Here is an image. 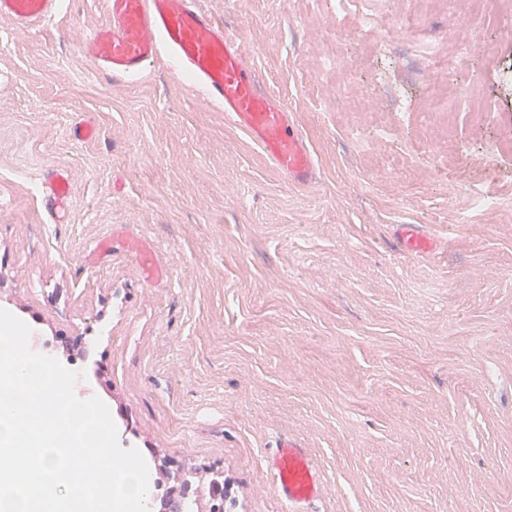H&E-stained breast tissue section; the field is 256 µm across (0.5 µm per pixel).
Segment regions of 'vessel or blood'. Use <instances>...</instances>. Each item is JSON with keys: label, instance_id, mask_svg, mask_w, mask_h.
I'll return each instance as SVG.
<instances>
[{"label": "vessel or blood", "instance_id": "vessel-or-blood-1", "mask_svg": "<svg viewBox=\"0 0 512 512\" xmlns=\"http://www.w3.org/2000/svg\"><path fill=\"white\" fill-rule=\"evenodd\" d=\"M62 0H0V18L35 29L50 23ZM107 25L86 36L83 53L97 71L111 78L134 79L158 60L173 73L188 77L199 96L223 110L277 172L300 188L318 183L309 141L287 102L264 90L259 71L238 37L215 22L197 0H106ZM50 217L68 205L64 173L45 181ZM401 249L410 254L433 252L434 243L416 225L395 231ZM275 491L294 504L308 503L321 490L318 468L297 441L279 439L270 457Z\"/></svg>", "mask_w": 512, "mask_h": 512}]
</instances>
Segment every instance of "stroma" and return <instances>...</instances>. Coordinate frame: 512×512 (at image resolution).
<instances>
[{
    "mask_svg": "<svg viewBox=\"0 0 512 512\" xmlns=\"http://www.w3.org/2000/svg\"><path fill=\"white\" fill-rule=\"evenodd\" d=\"M199 5L292 108L316 189L288 183L166 64L93 73L81 44L104 0H64L37 31L0 20V308L107 405L122 447L223 471L235 512H293L266 462L282 437L326 486L306 512H512V39L485 21L496 62L449 79L438 141L418 59L375 46L405 10L452 55L451 9L371 0L374 31L339 42L336 0ZM326 56L344 70L320 74ZM349 87L383 107L356 111ZM79 122L95 137L72 138ZM382 126L373 148L352 139ZM55 170L61 223L41 193ZM476 191L498 205L474 207ZM399 224L422 225L433 254L400 251ZM44 197L49 216L54 219L68 205L69 185L63 172H52L45 181Z\"/></svg>",
    "mask_w": 512,
    "mask_h": 512,
    "instance_id": "35a3bbf8",
    "label": "stroma"
}]
</instances>
